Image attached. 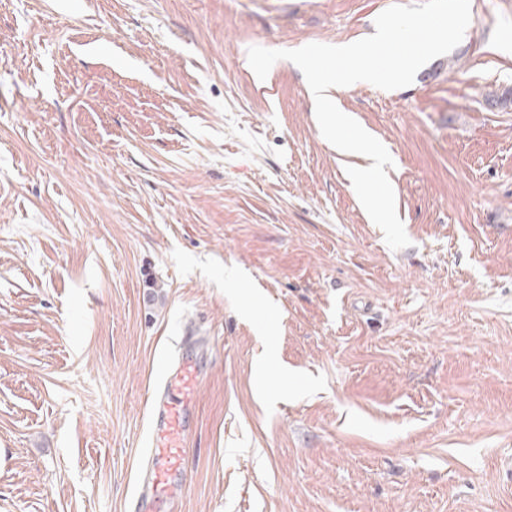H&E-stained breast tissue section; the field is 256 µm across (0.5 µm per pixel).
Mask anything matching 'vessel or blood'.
I'll return each mask as SVG.
<instances>
[{
	"label": "vessel or blood",
	"mask_w": 512,
	"mask_h": 512,
	"mask_svg": "<svg viewBox=\"0 0 512 512\" xmlns=\"http://www.w3.org/2000/svg\"><path fill=\"white\" fill-rule=\"evenodd\" d=\"M197 372L189 362H182L165 386L166 398L153 426V440L146 460V483L138 500L141 512H155L165 504L174 512L182 493L175 477L182 469L187 437V416L193 405Z\"/></svg>",
	"instance_id": "b4317fda"
}]
</instances>
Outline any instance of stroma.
<instances>
[{"mask_svg":"<svg viewBox=\"0 0 512 512\" xmlns=\"http://www.w3.org/2000/svg\"><path fill=\"white\" fill-rule=\"evenodd\" d=\"M413 0H0V512H134L195 363L180 512H512V0L405 88L394 250L292 62Z\"/></svg>","mask_w":512,"mask_h":512,"instance_id":"stroma-1","label":"stroma"}]
</instances>
